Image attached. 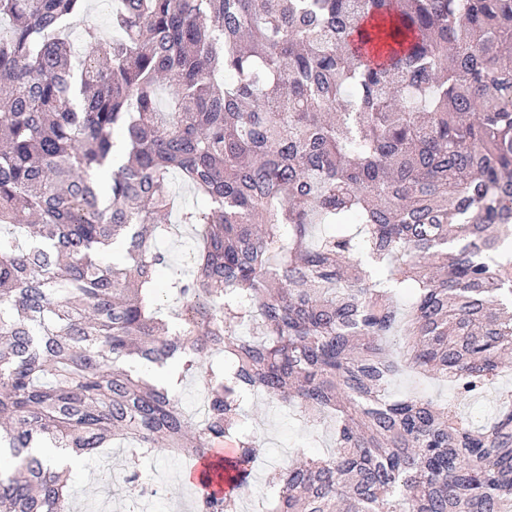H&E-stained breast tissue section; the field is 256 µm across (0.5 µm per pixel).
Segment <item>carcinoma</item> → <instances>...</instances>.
I'll list each match as a JSON object with an SVG mask.
<instances>
[{
	"mask_svg": "<svg viewBox=\"0 0 512 512\" xmlns=\"http://www.w3.org/2000/svg\"><path fill=\"white\" fill-rule=\"evenodd\" d=\"M84 5L0 0V512H71L31 449L117 435L129 482L234 441L232 490L198 512H239L253 392L335 419L272 512H512V394L478 426L457 406L512 367V0H113L118 35L87 29L76 66ZM172 213L201 240L163 291ZM215 353L198 424L125 368ZM408 370L453 398L390 395Z\"/></svg>",
	"mask_w": 512,
	"mask_h": 512,
	"instance_id": "obj_1",
	"label": "carcinoma"
}]
</instances>
